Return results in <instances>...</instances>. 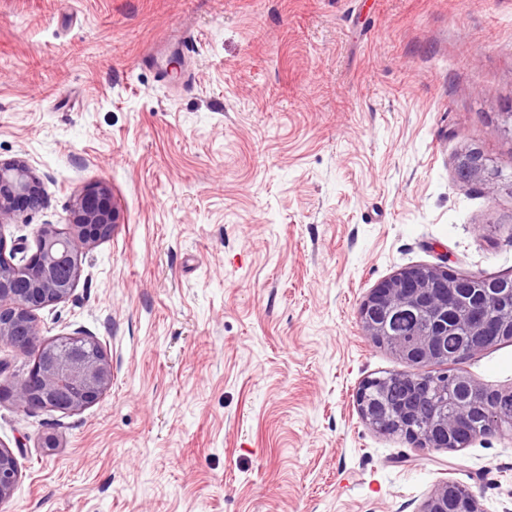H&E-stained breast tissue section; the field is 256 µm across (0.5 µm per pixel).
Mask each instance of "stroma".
<instances>
[{
  "instance_id": "obj_1",
  "label": "stroma",
  "mask_w": 512,
  "mask_h": 512,
  "mask_svg": "<svg viewBox=\"0 0 512 512\" xmlns=\"http://www.w3.org/2000/svg\"><path fill=\"white\" fill-rule=\"evenodd\" d=\"M512 0H0V160L45 202L35 252L107 184L123 222L42 338L97 339L76 414L0 403V512H512V427L418 448L359 416L404 365L359 307L400 270L512 276ZM479 148L503 181L457 177ZM460 371L512 390V340ZM54 435L58 448H40ZM0 502L9 500L20 480L19 463L15 453L0 443ZM456 485L454 482L448 481L439 487L422 505L419 512H453L457 499L464 495L465 487L456 486V492L448 501V492Z\"/></svg>"
}]
</instances>
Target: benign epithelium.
<instances>
[{"label":"benign epithelium","mask_w":512,"mask_h":512,"mask_svg":"<svg viewBox=\"0 0 512 512\" xmlns=\"http://www.w3.org/2000/svg\"><path fill=\"white\" fill-rule=\"evenodd\" d=\"M458 172L468 182L495 185L500 175L464 154ZM44 198L39 176L21 159L0 160V228L15 224L27 211L37 209ZM121 213L111 189L98 185L73 197L71 219L64 228L44 225L34 253L15 244L11 249L0 240V339L16 352L30 356L26 373L0 384V402L8 400L28 411L51 408L77 413L95 404L112 386V358L101 344L87 336L69 337L63 357L51 363L42 353L51 350L41 341V326L36 312L69 299L83 273V258L99 242L112 236ZM462 282L445 265L405 268L371 289L361 302L359 316L365 335L385 345L408 367L402 378L406 397L395 424L383 420L365 398L369 382L357 392L356 405L363 421L384 434H400L419 448H464L478 437L491 435L502 424H512V390L490 392L479 382L467 378L469 395L452 413L436 414L421 427L416 426V397L428 382L421 369L441 364L448 353L444 345L448 323L454 320L451 307ZM403 311L426 314L433 326L413 341L397 335L393 319ZM482 344H468L461 352L470 356L485 349L498 336L512 335V309L495 319L486 316L485 307L471 303L462 313ZM20 480L19 463L8 447L0 448V502L12 497ZM454 483L439 487L419 512H447L448 492Z\"/></svg>","instance_id":"7a95c632"}]
</instances>
